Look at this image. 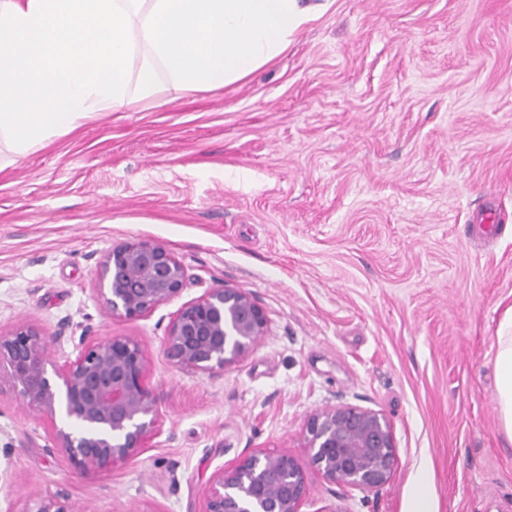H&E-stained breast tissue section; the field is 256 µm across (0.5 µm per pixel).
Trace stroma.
<instances>
[{
	"mask_svg": "<svg viewBox=\"0 0 512 512\" xmlns=\"http://www.w3.org/2000/svg\"><path fill=\"white\" fill-rule=\"evenodd\" d=\"M153 240L186 266L180 297L108 319L95 269ZM249 291L269 328L208 374L166 356L182 303ZM512 309V0H328L243 82L109 112L0 171V331L130 336L160 399L137 459L77 473L50 419L0 386V512L67 492L78 512H202L249 451L304 454L309 415H385L389 483L362 493L306 467V512H512V442L495 404Z\"/></svg>",
	"mask_w": 512,
	"mask_h": 512,
	"instance_id": "obj_1",
	"label": "stroma"
}]
</instances>
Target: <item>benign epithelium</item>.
<instances>
[{"label":"benign epithelium","instance_id":"1","mask_svg":"<svg viewBox=\"0 0 512 512\" xmlns=\"http://www.w3.org/2000/svg\"><path fill=\"white\" fill-rule=\"evenodd\" d=\"M185 265L162 245L135 239L98 261L96 294L109 318L135 319L179 296ZM268 318L253 296L226 285L183 304L169 322L164 350L181 369L222 372L238 364L265 335ZM49 339L21 324L0 332V383L35 411L53 416L64 397L70 429L52 448L73 466L104 470L137 458L159 427L160 401L144 383L146 354L129 336L80 335L76 355L47 368ZM308 463L346 491L377 490L398 466L393 426L382 414L353 405L311 414L303 430ZM309 487L304 464L288 451H252L218 469L204 512H304ZM33 512H75L65 492L37 501Z\"/></svg>","mask_w":512,"mask_h":512}]
</instances>
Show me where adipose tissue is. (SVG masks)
Listing matches in <instances>:
<instances>
[{
  "label": "adipose tissue",
  "mask_w": 512,
  "mask_h": 512,
  "mask_svg": "<svg viewBox=\"0 0 512 512\" xmlns=\"http://www.w3.org/2000/svg\"><path fill=\"white\" fill-rule=\"evenodd\" d=\"M304 0H0V153L45 147L165 90L241 82L315 20ZM495 401L512 440V311L496 336Z\"/></svg>",
  "instance_id": "ef3b65f1"
}]
</instances>
